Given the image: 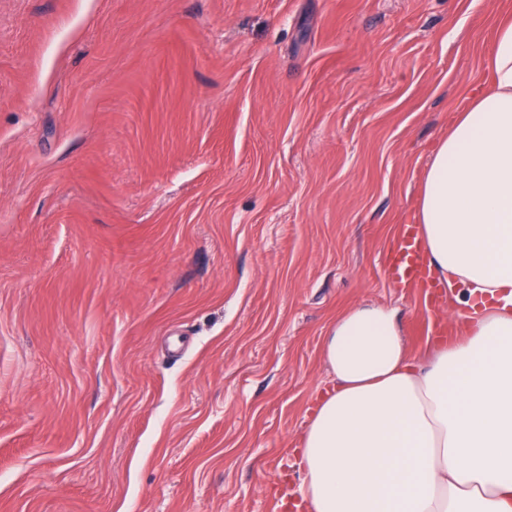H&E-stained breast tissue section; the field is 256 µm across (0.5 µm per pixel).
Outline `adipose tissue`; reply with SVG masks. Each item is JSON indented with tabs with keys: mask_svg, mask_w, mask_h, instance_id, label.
<instances>
[{
	"mask_svg": "<svg viewBox=\"0 0 512 512\" xmlns=\"http://www.w3.org/2000/svg\"><path fill=\"white\" fill-rule=\"evenodd\" d=\"M485 89L431 158L418 203L427 262L464 320L419 362L385 305L337 316L336 385L298 450L309 512H512V16Z\"/></svg>",
	"mask_w": 512,
	"mask_h": 512,
	"instance_id": "ef3b65f1",
	"label": "adipose tissue"
}]
</instances>
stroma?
I'll return each instance as SVG.
<instances>
[{"label": "stroma", "mask_w": 512, "mask_h": 512, "mask_svg": "<svg viewBox=\"0 0 512 512\" xmlns=\"http://www.w3.org/2000/svg\"><path fill=\"white\" fill-rule=\"evenodd\" d=\"M505 13L0 0V512H273Z\"/></svg>", "instance_id": "35a3bbf8"}]
</instances>
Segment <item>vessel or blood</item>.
Wrapping results in <instances>:
<instances>
[{"mask_svg":"<svg viewBox=\"0 0 512 512\" xmlns=\"http://www.w3.org/2000/svg\"><path fill=\"white\" fill-rule=\"evenodd\" d=\"M384 271L388 280L400 287L418 290L428 296L432 307L440 306L441 297L431 282L416 225H402L399 238L387 258Z\"/></svg>","mask_w":512,"mask_h":512,"instance_id":"1","label":"vessel or blood"}]
</instances>
